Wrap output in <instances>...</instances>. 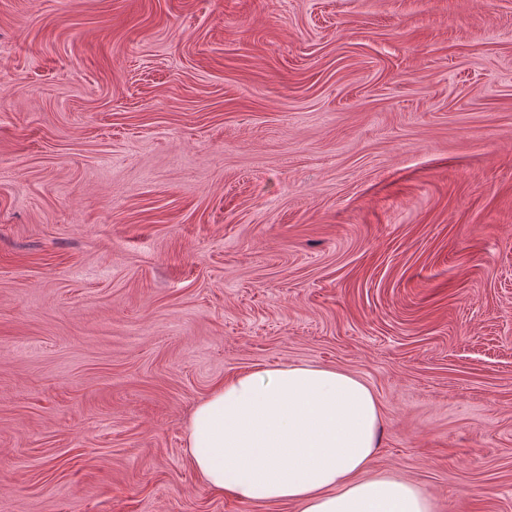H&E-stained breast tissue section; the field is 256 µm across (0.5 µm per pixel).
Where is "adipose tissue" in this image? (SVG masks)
<instances>
[{
  "label": "adipose tissue",
  "mask_w": 512,
  "mask_h": 512,
  "mask_svg": "<svg viewBox=\"0 0 512 512\" xmlns=\"http://www.w3.org/2000/svg\"><path fill=\"white\" fill-rule=\"evenodd\" d=\"M379 403L351 374L315 364L257 369L193 410L191 462L208 492L300 512H433L412 482L372 476Z\"/></svg>",
  "instance_id": "1"
}]
</instances>
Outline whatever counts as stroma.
I'll return each mask as SVG.
<instances>
[{"label":"stroma","instance_id":"stroma-1","mask_svg":"<svg viewBox=\"0 0 512 512\" xmlns=\"http://www.w3.org/2000/svg\"><path fill=\"white\" fill-rule=\"evenodd\" d=\"M294 363L512 512V0H0V512H297L186 448Z\"/></svg>","mask_w":512,"mask_h":512}]
</instances>
